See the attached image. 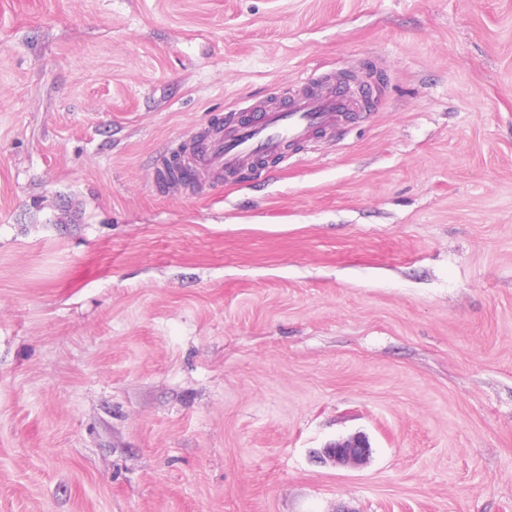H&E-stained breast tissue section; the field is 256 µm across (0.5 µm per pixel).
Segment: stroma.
Masks as SVG:
<instances>
[{
	"mask_svg": "<svg viewBox=\"0 0 512 512\" xmlns=\"http://www.w3.org/2000/svg\"><path fill=\"white\" fill-rule=\"evenodd\" d=\"M316 69L380 95L160 184ZM0 512H512V0H0ZM300 83L301 89H283L269 100L240 105L226 121L170 145L160 156L164 168L174 161L189 165L195 183L200 174L220 182L225 174L248 171L259 178L272 164L288 166L312 142L334 135L342 117L358 109L348 86L327 74L315 70ZM368 441L361 437L351 440L336 442L328 448H324V454L338 464H354L363 460L369 453Z\"/></svg>",
	"mask_w": 512,
	"mask_h": 512,
	"instance_id": "obj_1",
	"label": "stroma"
}]
</instances>
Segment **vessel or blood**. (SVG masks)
<instances>
[{"label":"vessel or blood","mask_w":512,"mask_h":512,"mask_svg":"<svg viewBox=\"0 0 512 512\" xmlns=\"http://www.w3.org/2000/svg\"><path fill=\"white\" fill-rule=\"evenodd\" d=\"M357 109L346 86L314 72L300 88L236 107L226 121L170 145L161 160L189 165L215 182L247 171L259 178L271 165H287L315 140L335 134L342 117Z\"/></svg>","instance_id":"obj_1"}]
</instances>
